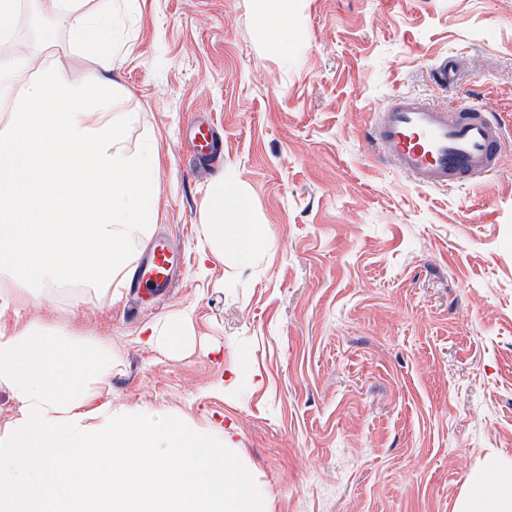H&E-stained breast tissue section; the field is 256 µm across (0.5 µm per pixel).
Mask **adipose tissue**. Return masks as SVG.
<instances>
[{"mask_svg":"<svg viewBox=\"0 0 512 512\" xmlns=\"http://www.w3.org/2000/svg\"><path fill=\"white\" fill-rule=\"evenodd\" d=\"M133 4L97 0L87 11L83 0H42L45 12L70 17V41L94 61L80 83L44 57L51 30L32 52L0 55V108L9 112L0 134V384L20 404L0 436V512H259L226 463L223 436L95 402L112 379L110 345L10 314L19 287H124L156 222L159 152L151 141L128 147L135 115L114 78L124 59L114 30ZM252 4L272 46L287 50L288 0ZM205 210V249L232 248L243 265L263 251L234 182L217 178ZM491 469L490 481L471 475L458 512H512V464Z\"/></svg>","mask_w":512,"mask_h":512,"instance_id":"ef3b65f1","label":"adipose tissue"}]
</instances>
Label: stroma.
<instances>
[{
	"mask_svg": "<svg viewBox=\"0 0 512 512\" xmlns=\"http://www.w3.org/2000/svg\"><path fill=\"white\" fill-rule=\"evenodd\" d=\"M288 15L284 53L251 0H137L117 80L129 146L160 152L150 236L180 256L172 287L135 318L80 285L18 290V311L111 345L113 410L224 431L268 512H457L473 472L512 462V0H288ZM52 23L63 78L82 80L91 56ZM398 93L482 104L503 126L498 170L413 186L366 138ZM192 123L214 132L213 167ZM221 174L266 240L243 268L199 261ZM173 316L186 343L145 344Z\"/></svg>",
	"mask_w": 512,
	"mask_h": 512,
	"instance_id": "obj_1",
	"label": "stroma"
}]
</instances>
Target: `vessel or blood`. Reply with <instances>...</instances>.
I'll return each mask as SVG.
<instances>
[{
	"instance_id": "vessel-or-blood-1",
	"label": "vessel or blood",
	"mask_w": 512,
	"mask_h": 512,
	"mask_svg": "<svg viewBox=\"0 0 512 512\" xmlns=\"http://www.w3.org/2000/svg\"><path fill=\"white\" fill-rule=\"evenodd\" d=\"M371 142L416 186L444 188L496 171L504 134L497 119L477 105L450 112L425 98L401 94L373 113ZM171 266L168 248L154 244L141 264L140 287L167 290Z\"/></svg>"
}]
</instances>
